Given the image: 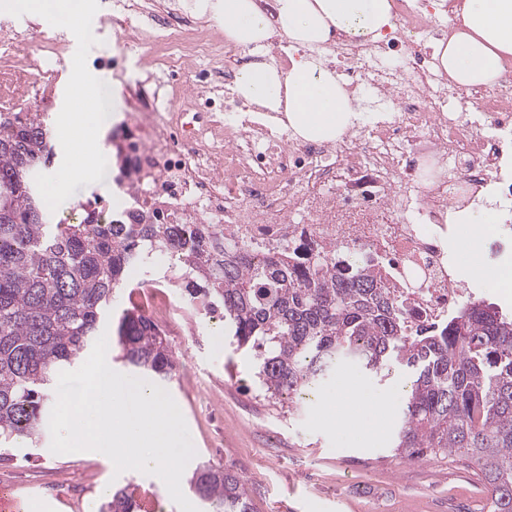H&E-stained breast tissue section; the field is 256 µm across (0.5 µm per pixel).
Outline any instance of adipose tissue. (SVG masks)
<instances>
[{"mask_svg": "<svg viewBox=\"0 0 512 512\" xmlns=\"http://www.w3.org/2000/svg\"><path fill=\"white\" fill-rule=\"evenodd\" d=\"M219 11L226 46L251 48L255 56L237 71L239 98L283 114L285 128L306 140L334 141L354 124L358 114L335 72L310 49L341 34L380 39L393 25L391 0H273L269 13L257 0H221ZM455 15L460 25L434 46L436 69L467 90L493 86L512 58V0H462ZM277 37L307 55L285 70L264 61Z\"/></svg>", "mask_w": 512, "mask_h": 512, "instance_id": "1", "label": "adipose tissue"}]
</instances>
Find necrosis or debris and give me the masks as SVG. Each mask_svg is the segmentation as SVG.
<instances>
[{
    "instance_id": "1",
    "label": "necrosis or debris",
    "mask_w": 512,
    "mask_h": 512,
    "mask_svg": "<svg viewBox=\"0 0 512 512\" xmlns=\"http://www.w3.org/2000/svg\"><path fill=\"white\" fill-rule=\"evenodd\" d=\"M395 26L381 39L337 38V79L368 103V115L334 142L294 137L268 113L160 112L157 95L130 90L136 111L118 146L126 172L107 222L137 213L162 224L211 225L225 250L265 260L294 258L301 267L356 262L403 305L412 327L439 323L472 288L454 254L467 246L456 216L495 200L512 215V172L503 170L512 138V62L493 89L458 88L438 74L428 34L445 35L432 0H394ZM153 46L151 66H190L197 53L212 66L197 85L230 74L239 49L223 51L212 32L164 23L138 30ZM52 81L37 61L0 62V95ZM170 282L147 281L130 300L165 324Z\"/></svg>"
}]
</instances>
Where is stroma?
<instances>
[{
	"label": "stroma",
	"instance_id": "obj_1",
	"mask_svg": "<svg viewBox=\"0 0 512 512\" xmlns=\"http://www.w3.org/2000/svg\"><path fill=\"white\" fill-rule=\"evenodd\" d=\"M119 0H82L77 12L61 11L55 24L25 12L0 9V31L25 32L28 42L0 49L17 59L39 58L55 81L42 112L56 152L52 167L36 176L51 223L77 224L82 202L112 194L115 175L113 131L132 105L127 86L150 73L145 46L121 38L113 25ZM61 40L59 56H42L43 43ZM95 79L105 106L84 130L95 141L100 163L80 173L67 147L64 92L75 72ZM170 295L180 315L168 341L179 368L165 382L187 423L196 455L244 476L251 512H482L488 491L470 461L430 455L393 457L406 377H380L355 361H338L321 381L331 395L346 380L363 385V405L354 426L325 416L311 396L296 409L256 389L251 364L224 334L223 322L198 314L181 289ZM49 430L36 445L9 443L0 450V486L12 487L27 512H100L102 487L130 488L152 499L160 512H179L164 483L138 471L116 473L105 457L55 454Z\"/></svg>",
	"mask_w": 512,
	"mask_h": 512
}]
</instances>
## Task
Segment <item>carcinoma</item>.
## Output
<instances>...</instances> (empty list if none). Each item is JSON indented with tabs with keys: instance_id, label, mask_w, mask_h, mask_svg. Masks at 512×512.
I'll return each mask as SVG.
<instances>
[{
	"instance_id": "cac0c4a2",
	"label": "carcinoma",
	"mask_w": 512,
	"mask_h": 512,
	"mask_svg": "<svg viewBox=\"0 0 512 512\" xmlns=\"http://www.w3.org/2000/svg\"><path fill=\"white\" fill-rule=\"evenodd\" d=\"M45 118L0 113V441H36L58 371L78 361L129 269L159 253L188 270L176 284L224 319L269 399L301 398L336 361L378 374L399 367L411 386L394 455L469 458L490 492L487 512H512V316L482 302L412 331L375 276L345 264L287 270L229 255L214 260L204 224H52L35 187L52 163ZM117 359L162 380L176 360L165 334L135 307L117 315ZM190 487L209 512H249L239 474L203 462ZM101 512H141L120 489Z\"/></svg>"
}]
</instances>
